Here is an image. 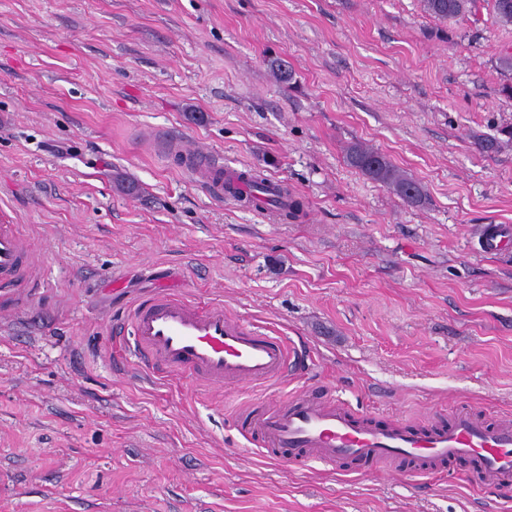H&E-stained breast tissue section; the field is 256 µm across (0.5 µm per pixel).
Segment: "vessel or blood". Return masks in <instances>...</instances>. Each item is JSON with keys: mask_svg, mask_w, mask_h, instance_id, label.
Instances as JSON below:
<instances>
[{"mask_svg": "<svg viewBox=\"0 0 512 512\" xmlns=\"http://www.w3.org/2000/svg\"><path fill=\"white\" fill-rule=\"evenodd\" d=\"M182 163L198 186L218 196L225 177L245 181L251 175L245 168L225 169L210 155L186 153ZM40 274L17 225L0 223V307L19 305L22 289ZM130 322L132 355L163 374L201 377L217 387L251 386L284 378L298 363L283 337L225 313L220 303L203 307L159 292L132 307ZM238 428L252 446L292 460L330 466L356 461L385 474L410 463L415 473L428 474L473 457L484 483L512 485V420L490 425L466 407L445 425L414 427L403 419L380 424L339 399L322 401L302 390L280 404L243 411Z\"/></svg>", "mask_w": 512, "mask_h": 512, "instance_id": "obj_1", "label": "vessel or blood"}]
</instances>
